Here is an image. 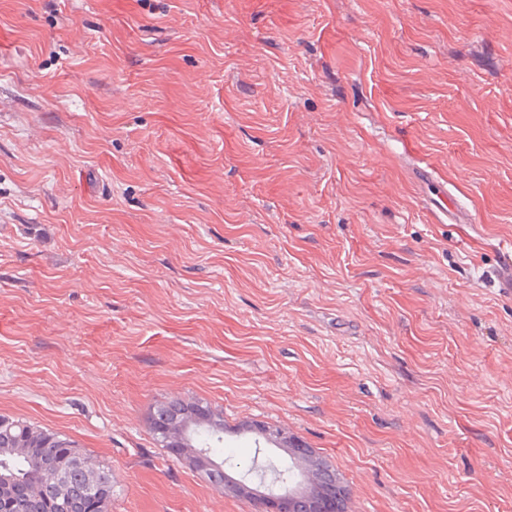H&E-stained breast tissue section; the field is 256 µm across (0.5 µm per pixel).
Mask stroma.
Wrapping results in <instances>:
<instances>
[{"instance_id": "1", "label": "stroma", "mask_w": 512, "mask_h": 512, "mask_svg": "<svg viewBox=\"0 0 512 512\" xmlns=\"http://www.w3.org/2000/svg\"><path fill=\"white\" fill-rule=\"evenodd\" d=\"M504 244L512 0H0V414L110 512H253L156 443L173 398L218 462L298 436L348 512H512ZM419 169L421 175L427 181L422 180L426 185L435 184L438 187V194H436L438 201L435 200L438 205L433 203L437 211L430 209L435 222L438 224H445L446 222L448 224H471L473 222L471 211L462 210L458 207L456 199L448 191V182L444 179L443 181L438 180L434 175V169L429 164ZM443 198L448 199L450 205H447ZM252 430L256 431L258 434L264 436L269 443L274 445L275 447H281L284 444H292L294 448H297L299 453L310 455L311 452L309 448L305 446V444L297 439L294 436L288 434V431L284 429H279V431H275L273 428H270L267 424H254Z\"/></svg>"}]
</instances>
